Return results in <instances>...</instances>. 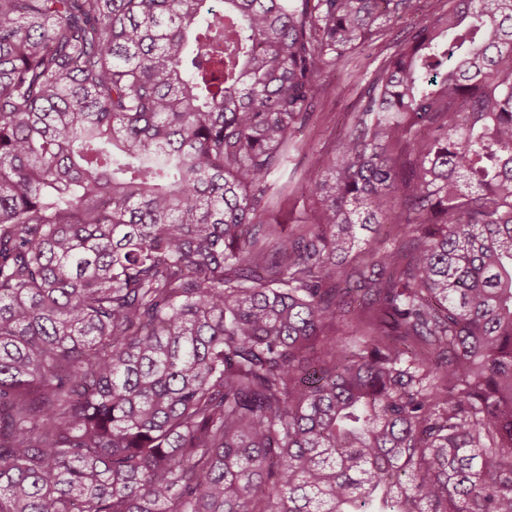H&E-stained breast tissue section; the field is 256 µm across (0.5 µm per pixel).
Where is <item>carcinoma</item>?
Masks as SVG:
<instances>
[{
  "mask_svg": "<svg viewBox=\"0 0 512 512\" xmlns=\"http://www.w3.org/2000/svg\"><path fill=\"white\" fill-rule=\"evenodd\" d=\"M221 2L0 0V512H512V0ZM325 76L324 80L328 85V93L320 103H328L329 108H332L335 112L329 114L326 119L321 114H317V118H314L303 133L306 140L318 143L319 148L330 146L337 138L339 128L347 118L348 113L354 111L359 94V90L342 91L345 85V75L340 74V72H331ZM311 204L308 202H298L296 200H288L283 198L277 205L274 212L275 217L282 224H288V227L295 225V220L298 217H305L310 214Z\"/></svg>",
  "mask_w": 512,
  "mask_h": 512,
  "instance_id": "obj_1",
  "label": "carcinoma"
}]
</instances>
